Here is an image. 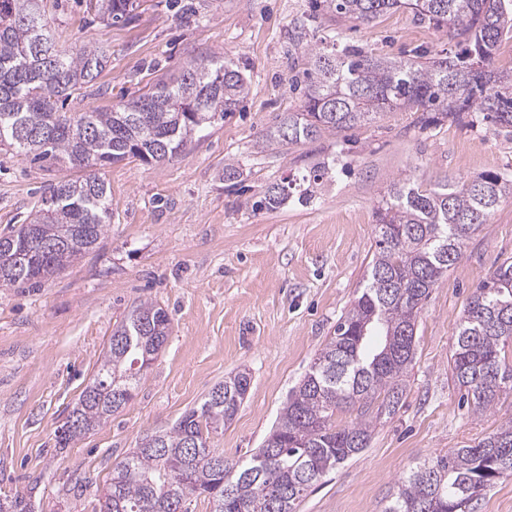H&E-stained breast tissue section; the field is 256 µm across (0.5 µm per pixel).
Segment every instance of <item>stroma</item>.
Returning a JSON list of instances; mask_svg holds the SVG:
<instances>
[{
    "label": "stroma",
    "instance_id": "1",
    "mask_svg": "<svg viewBox=\"0 0 512 512\" xmlns=\"http://www.w3.org/2000/svg\"><path fill=\"white\" fill-rule=\"evenodd\" d=\"M42 5L59 48L83 42L109 51L72 111L109 108L210 55L234 62L250 83L237 110L196 133L185 155L101 170L112 220L95 251L38 287L0 288V495L26 497L32 512H94L117 462L242 368L251 388L213 445L230 462L259 448L363 287L377 209L392 183L512 175V128L486 124L477 112L424 127L413 108L397 107L332 136L262 145V134L299 108L292 81L306 47L334 37L397 59L446 49L444 29L409 10L369 24L327 16L298 44L291 35L312 0H215L197 26L180 25L149 0L124 26L92 22L86 0ZM228 164L238 178H225ZM320 168L323 177L299 187L302 175ZM75 175L0 154V233L23 223L51 184ZM285 180L288 204L261 208L267 187ZM511 257L506 200L425 300L400 409L377 422L368 448L308 491L299 512H384L396 483L419 463L477 444L512 417V392L473 414L449 367L473 291ZM144 301L171 318L166 347L130 406L58 449L55 431L95 374L113 328Z\"/></svg>",
    "mask_w": 512,
    "mask_h": 512
}]
</instances>
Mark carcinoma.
<instances>
[{"label": "carcinoma", "mask_w": 512, "mask_h": 512, "mask_svg": "<svg viewBox=\"0 0 512 512\" xmlns=\"http://www.w3.org/2000/svg\"><path fill=\"white\" fill-rule=\"evenodd\" d=\"M41 0H0V153L42 166L64 165L83 175L62 179L30 214L0 235V288L36 286L99 244L111 220L101 168L127 159L160 162L186 151L215 114L233 112L249 82L224 57H210L160 80L111 110L67 112L63 104L96 79L107 51L90 45L59 49ZM212 0H157L179 23L198 24ZM139 0H95L89 9L108 25L137 18ZM400 8L448 28L454 48L444 57L388 59L355 45L310 48L303 69L301 109L263 135L283 147L351 129L385 109L410 106L425 126L463 112L512 128V70L496 67L512 38V0H322V11L370 23ZM291 198L273 185L260 204L268 210ZM512 198V178L487 172L472 181L422 190L407 181L390 186L378 212L375 250L366 283L340 317L316 361L288 397L279 423L251 456L229 463L210 446V434L235 417L251 384L249 370L226 377L213 395L149 438L162 453L137 448L112 470L106 491L112 512H179L190 496L213 512H298L308 489L368 446L377 421L399 408L404 377L415 358L423 302L462 257L469 239ZM171 319L143 302L112 331L96 378L112 390L80 394L72 424L56 434L58 448L123 411L139 372L168 340ZM512 261L505 260L476 289L455 338L452 378L476 414L512 390ZM354 418L339 425L336 412ZM512 476V417L477 444L417 466L399 481L385 512H471L497 480ZM0 512H30L25 499H0Z\"/></svg>", "instance_id": "obj_1"}]
</instances>
